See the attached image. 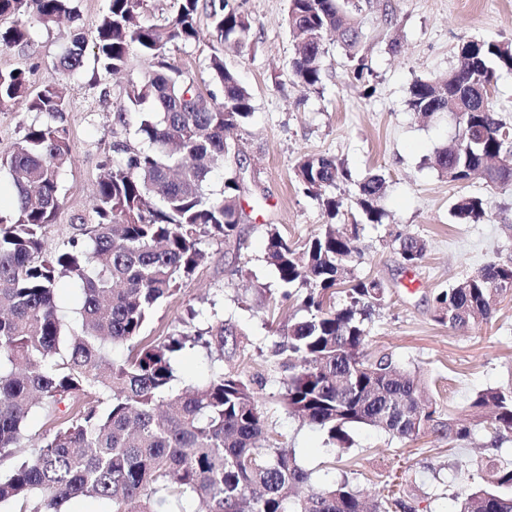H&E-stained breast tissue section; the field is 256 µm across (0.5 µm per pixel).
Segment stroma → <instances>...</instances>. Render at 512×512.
I'll return each mask as SVG.
<instances>
[{
	"instance_id": "stroma-1",
	"label": "stroma",
	"mask_w": 512,
	"mask_h": 512,
	"mask_svg": "<svg viewBox=\"0 0 512 512\" xmlns=\"http://www.w3.org/2000/svg\"><path fill=\"white\" fill-rule=\"evenodd\" d=\"M235 3L252 22L247 46L224 54L253 105L249 123L229 135L248 187L241 201V241L204 238V262L155 309L146 334L155 338L184 328L203 331L220 321L234 324L244 333L234 356L222 358L200 345L177 353L174 393L222 370L247 377L262 373L264 382L255 392L268 417V438L294 450L314 485L345 475L372 497L392 485L416 512H458L459 495L479 481L475 461H512V436L494 448L486 428L477 425L464 445L452 448L436 431L407 440L356 427L350 448L331 454L326 434L290 417L281 400L284 388L274 351L283 342L282 326L303 312L297 298H285L265 254L270 229L299 247L326 221L296 179L300 158L322 154L341 160L352 180L341 188L344 207L337 221L360 227L354 272L380 280L387 289L385 304L372 316L368 356H389L418 376L438 423L466 418L478 391L512 385V297L504 299L489 323L466 330L438 323L433 301L438 291L485 264L512 261V186L494 187L480 176L462 183L439 176L427 159L454 139L456 119L448 112L425 119L408 103L415 80L455 67L463 42H512V0H361L358 55L350 57L338 36H328L317 93L304 91L290 72L294 49L288 0ZM198 25L204 38L169 47L165 59L193 77L203 93L217 95L221 88L208 68L213 41L207 10H200ZM27 29L26 42L0 47V69L24 71L33 93L62 87L68 101L72 159L60 176L62 203L45 236L47 250L54 251L77 225L94 223L92 196L105 160L121 161L116 141H137L140 115L126 110L125 91L155 64L135 53L122 73L111 75L99 68L89 49L79 73L68 75L56 62L69 41V23L47 29L31 20ZM360 62L366 70L359 80L354 70ZM121 109L126 112L122 118L117 115ZM372 174L386 179L381 205L387 218L381 225L364 223L355 205L359 183ZM462 196L486 202L483 223L451 219L450 207ZM396 234L426 241L418 266L403 263L391 242Z\"/></svg>"
}]
</instances>
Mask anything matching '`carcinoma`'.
<instances>
[{"label": "carcinoma", "instance_id": "1", "mask_svg": "<svg viewBox=\"0 0 512 512\" xmlns=\"http://www.w3.org/2000/svg\"><path fill=\"white\" fill-rule=\"evenodd\" d=\"M145 0H108L92 38L75 25L74 0H0V16L17 17L0 30V46L27 41L22 22L45 27L67 18L74 23L69 46L58 60L76 74L87 44L107 73L124 69L138 52L156 69L126 91L142 112L136 130L148 148L114 144L121 163H105L92 210L95 222L81 224L64 247L49 252L44 237L60 207L59 174L70 161L69 129L62 118L67 101L48 86L32 96L23 71L0 70V108L17 104L47 120L29 125L10 156L0 160L13 174V210L0 212V461L14 460L0 475V505L16 512H62L66 502L92 498L112 512H169L172 500L197 503L206 512H390L389 505L415 512L400 499L367 503L343 476L315 489L295 454L267 442V425L251 382L236 372L219 373L190 392L174 395L172 355L191 336L224 356L237 349L242 332L220 322L205 332L144 336L149 315L178 291V281L204 259L202 239L239 236L244 191L242 166L225 132L252 116L251 96L224 65V49L245 46L247 14L231 0H209L210 36L222 50L209 69L223 90L215 104L194 80L164 58L173 44L197 42L199 0H181L175 17L162 25L142 21ZM358 0H289L288 24L294 56L290 70L298 85L322 86L324 35L336 31L353 51L360 31L353 12ZM512 71V43L470 40L457 52V65L410 87L409 105L432 115L452 110L463 141L438 149L428 164L450 182L480 171L493 186H512V168L500 157L512 149V126L483 102L480 90L496 73ZM224 164V188L208 192L210 174ZM304 193L328 217L298 250L279 232L270 233L267 262L280 281L299 289L304 315L284 326L287 343L276 352L283 373L282 401L288 414L327 435L343 449L349 430L365 426L399 439L431 428L434 411L420 401L416 377L387 356L367 358L365 348L374 308L387 297L381 281L361 278L349 265L358 225L350 231L334 219L343 198L326 189L351 181V172L327 155H308L297 164ZM385 179L374 174L359 183L356 205L368 224L383 223ZM459 224L485 220V203L461 197L452 208ZM408 266L418 265L426 242L396 238ZM82 286L77 325L65 328L55 303L62 274ZM341 289L345 302H332ZM512 291V262H492L435 297L436 320L453 330L487 322L501 297ZM128 350L121 362L112 348ZM42 411L49 427L25 433L28 419ZM469 420L448 421V444L469 439L473 423L490 429L493 441L512 435V387L486 388L469 403ZM491 480L461 501L459 512H512V462L491 464Z\"/></svg>", "mask_w": 512, "mask_h": 512}]
</instances>
